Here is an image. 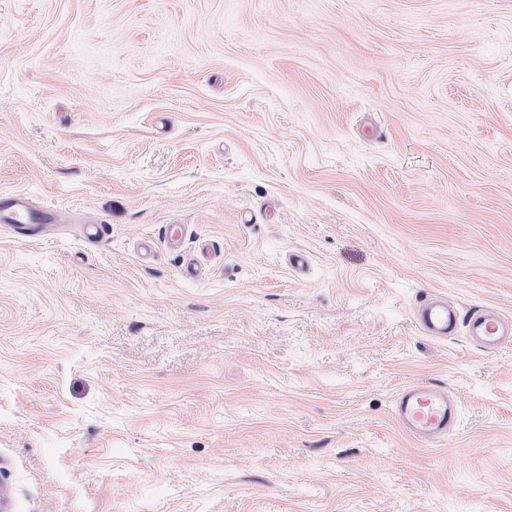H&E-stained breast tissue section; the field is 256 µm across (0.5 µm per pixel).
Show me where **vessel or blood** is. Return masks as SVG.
Here are the masks:
<instances>
[{
    "instance_id": "obj_1",
    "label": "vessel or blood",
    "mask_w": 512,
    "mask_h": 512,
    "mask_svg": "<svg viewBox=\"0 0 512 512\" xmlns=\"http://www.w3.org/2000/svg\"><path fill=\"white\" fill-rule=\"evenodd\" d=\"M58 222L56 208L34 205L27 193L0 195V224L14 235L29 237L42 226ZM414 311L420 332L435 340L446 339L462 328L469 340L487 353L512 341V320L488 307L475 306L463 312L442 296L424 293L417 297ZM393 417L403 431L427 447L447 445L461 425L458 401L446 387L430 382L399 389L394 397Z\"/></svg>"
}]
</instances>
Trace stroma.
<instances>
[{
  "label": "stroma",
  "instance_id": "1",
  "mask_svg": "<svg viewBox=\"0 0 512 512\" xmlns=\"http://www.w3.org/2000/svg\"><path fill=\"white\" fill-rule=\"evenodd\" d=\"M11 191L0 512H512V345L412 316L512 317V0H0ZM59 213L55 207L35 206L29 194L11 192L0 195V224L15 236L29 237L43 225H55ZM414 311L419 331L434 340L446 339L463 324L469 340L486 353L512 341V321L489 307L475 306L462 314L442 296L424 293L417 297ZM393 405L397 425L426 447L447 445L461 425L458 401L446 387L436 383L402 387Z\"/></svg>",
  "mask_w": 512,
  "mask_h": 512
}]
</instances>
